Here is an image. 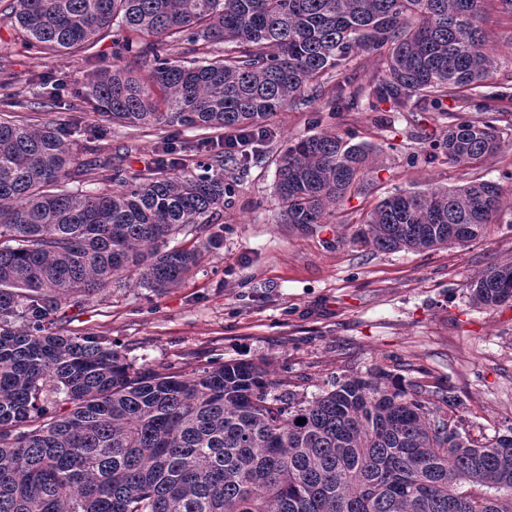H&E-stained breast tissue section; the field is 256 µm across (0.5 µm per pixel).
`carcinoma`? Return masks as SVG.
<instances>
[{"label":"carcinoma","mask_w":512,"mask_h":512,"mask_svg":"<svg viewBox=\"0 0 512 512\" xmlns=\"http://www.w3.org/2000/svg\"><path fill=\"white\" fill-rule=\"evenodd\" d=\"M485 2L10 0L21 52L93 65L78 97L99 123L0 113V512H512V426L477 444L448 419L442 391L380 369L305 399L264 363L161 373L62 327L127 272L154 292L189 277L222 235L201 249L177 236L221 223L235 192L224 166L236 158L223 151L193 170L159 159L127 174L97 145L112 126L264 133L364 53L385 57L386 76L348 95L336 86L322 111L364 100L373 111L376 99L406 112L415 98L448 121L434 147L476 167L499 148L501 118L464 112L507 97L493 82ZM109 35L102 63L94 48ZM448 98L459 112L442 108ZM78 140L92 159L79 160ZM367 153L336 134L294 141L276 171L278 222L327 223ZM507 191L480 178L400 191L366 214L361 239L381 252L475 241ZM509 300L512 262L471 284L479 307Z\"/></svg>","instance_id":"1"}]
</instances>
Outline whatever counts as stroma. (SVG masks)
Listing matches in <instances>:
<instances>
[{"instance_id":"stroma-1","label":"stroma","mask_w":512,"mask_h":512,"mask_svg":"<svg viewBox=\"0 0 512 512\" xmlns=\"http://www.w3.org/2000/svg\"><path fill=\"white\" fill-rule=\"evenodd\" d=\"M14 20L0 11V59L22 101L14 113L32 121L69 125L74 113L35 104L38 76L65 71L75 82L89 70L83 55L65 59L19 53ZM483 27L497 64L494 81L512 111V17L486 11ZM380 58L354 54L342 74L351 86L383 76ZM269 138L243 152L231 176L236 191L224 204L223 243L206 253L192 276L156 294L133 279L90 297L71 311L73 334L112 339L128 363L188 374L218 362H266L273 379L311 398L347 376L381 368L407 385L446 387L460 401L449 415L465 417L476 440L512 425V303L493 310L473 305L470 284L491 265L512 260V210L503 209L486 238L424 251L378 252L358 234L382 199L401 190L454 187L482 178L503 182L512 173V127L498 152L468 168L432 152L445 127L421 108L354 109L329 115L289 108L271 120ZM333 133L370 148L361 185L337 205L329 223L308 229L277 221L276 169L286 141ZM171 129L146 132L113 127L105 151L128 173L163 155Z\"/></svg>"}]
</instances>
